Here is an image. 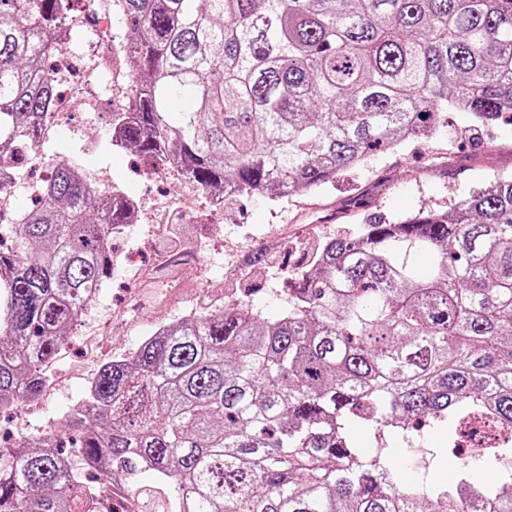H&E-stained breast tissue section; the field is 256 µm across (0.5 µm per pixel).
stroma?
Here are the masks:
<instances>
[{
	"mask_svg": "<svg viewBox=\"0 0 512 512\" xmlns=\"http://www.w3.org/2000/svg\"><path fill=\"white\" fill-rule=\"evenodd\" d=\"M126 41V25L117 17L107 43L93 26L76 25L65 54L82 82L69 118L44 137L37 163L26 164L12 189L15 212H24L33 206L30 184L66 162L93 186L137 199L142 211L139 223L114 238L108 284L48 369L51 393L24 404L17 415L23 436L41 434L81 401L102 358L128 354L159 325L229 306L279 317L288 306L289 278L320 240L350 232L370 216L448 211L477 184L512 175V127L501 122L471 136L452 112L430 136L406 140L394 153H371L333 185L277 202L253 194L213 211L176 173L158 177V163L112 147L108 117L134 90L123 72ZM163 200L179 204L186 245L159 240L152 213ZM391 446L401 484H419L427 473L448 482L456 477L459 460L445 453L440 427L417 438L418 459H410L399 440Z\"/></svg>",
	"mask_w": 512,
	"mask_h": 512,
	"instance_id": "obj_1",
	"label": "stroma"
}]
</instances>
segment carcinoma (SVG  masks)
I'll list each match as a JSON object with an SVG mask.
<instances>
[{
	"label": "carcinoma",
	"mask_w": 512,
	"mask_h": 512,
	"mask_svg": "<svg viewBox=\"0 0 512 512\" xmlns=\"http://www.w3.org/2000/svg\"><path fill=\"white\" fill-rule=\"evenodd\" d=\"M0 0V155L41 143L45 60L78 20L130 24L137 78L112 145L204 194L278 201L336 182L452 108L512 114V0ZM192 107L173 117L170 101ZM133 210L58 164L0 247V412L33 401L110 279ZM412 252L428 258L421 276ZM484 428L455 480L397 481L355 424ZM78 448L89 479L64 456ZM142 472L154 485L132 489ZM109 484L143 512H512V176L449 212L322 240L268 320L228 308L164 326L103 363L48 436L0 445V512H99Z\"/></svg>",
	"instance_id": "1"
}]
</instances>
